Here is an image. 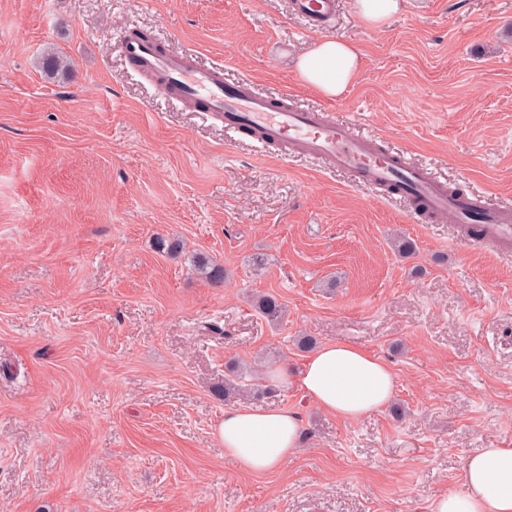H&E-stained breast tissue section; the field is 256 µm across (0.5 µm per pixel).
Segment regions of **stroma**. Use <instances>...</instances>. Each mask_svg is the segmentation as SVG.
Instances as JSON below:
<instances>
[{
    "mask_svg": "<svg viewBox=\"0 0 512 512\" xmlns=\"http://www.w3.org/2000/svg\"><path fill=\"white\" fill-rule=\"evenodd\" d=\"M132 28L512 208V0H402L379 29L337 0L330 33L361 57L335 98L297 77L315 35L287 0H0V512H430L468 455L512 445V260L456 241L451 216L230 139L128 70ZM50 49L68 76L42 72ZM302 336L381 358L392 400L347 421L271 384L302 367ZM232 358L242 393L224 399ZM235 407L297 413L301 448L244 473L214 434Z\"/></svg>",
    "mask_w": 512,
    "mask_h": 512,
    "instance_id": "35a3bbf8",
    "label": "stroma"
}]
</instances>
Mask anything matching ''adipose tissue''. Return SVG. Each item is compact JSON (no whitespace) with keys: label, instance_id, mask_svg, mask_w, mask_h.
Returning <instances> with one entry per match:
<instances>
[{"label":"adipose tissue","instance_id":"adipose-tissue-1","mask_svg":"<svg viewBox=\"0 0 512 512\" xmlns=\"http://www.w3.org/2000/svg\"><path fill=\"white\" fill-rule=\"evenodd\" d=\"M359 52L335 37L315 40L298 62L299 79L324 96L340 95L355 79ZM277 381L299 389L320 411L356 420L383 409L396 379L380 358L344 342L317 348L293 374L279 371ZM215 435L225 453L247 473L281 467L301 443V423L288 410H226ZM462 491L439 496L432 512H512V447L483 448L463 463Z\"/></svg>","mask_w":512,"mask_h":512}]
</instances>
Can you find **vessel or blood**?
<instances>
[{"label": "vessel or blood", "mask_w": 512, "mask_h": 512, "mask_svg": "<svg viewBox=\"0 0 512 512\" xmlns=\"http://www.w3.org/2000/svg\"><path fill=\"white\" fill-rule=\"evenodd\" d=\"M288 9L307 28L322 32L333 25L336 0H289ZM121 49L134 72L152 78L179 103L218 119L227 134L255 139L265 150L277 147L328 161L365 189L400 195L413 213L448 214L460 225L480 220L482 245L512 259V211L449 193L446 178L407 153L385 148L355 121L305 108L285 95H265L246 78L226 80L222 65H201L196 54L170 53L155 40L127 38Z\"/></svg>", "instance_id": "1"}]
</instances>
